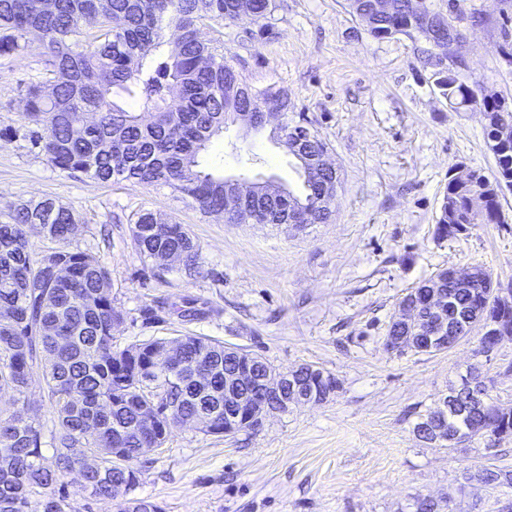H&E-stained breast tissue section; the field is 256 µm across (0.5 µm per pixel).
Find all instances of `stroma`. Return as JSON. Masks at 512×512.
<instances>
[{
	"label": "stroma",
	"instance_id": "obj_1",
	"mask_svg": "<svg viewBox=\"0 0 512 512\" xmlns=\"http://www.w3.org/2000/svg\"><path fill=\"white\" fill-rule=\"evenodd\" d=\"M429 2L465 38L449 68L512 100V59L501 51L512 0ZM277 3L271 29L237 21L225 27L224 47L246 83L287 89L327 143L339 177L327 223L228 224L167 189L71 176L20 137L0 140V214L42 198L73 209L78 230L68 244L97 253L109 270L124 316L118 345L205 336L281 370L315 365L340 382L323 403L255 430L224 437L173 427L148 453L136 497L164 512H414L424 496L450 499L454 512H497V492L466 486L462 474L512 466V441L449 449L420 441L414 427L473 364L493 377L492 396L512 406V337L487 356L474 335L438 354L385 348L400 298L439 269L482 265L512 290V192L502 199L508 223L435 237L449 168L494 171L482 114L439 94L425 38H373L346 0ZM43 70L36 48L0 56V130L22 127V82ZM201 165L301 186L266 129L230 126ZM146 209L186 225L199 272L161 269L139 254L131 226Z\"/></svg>",
	"mask_w": 512,
	"mask_h": 512
}]
</instances>
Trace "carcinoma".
I'll return each mask as SVG.
<instances>
[{
    "instance_id": "cac0c4a2",
    "label": "carcinoma",
    "mask_w": 512,
    "mask_h": 512,
    "mask_svg": "<svg viewBox=\"0 0 512 512\" xmlns=\"http://www.w3.org/2000/svg\"><path fill=\"white\" fill-rule=\"evenodd\" d=\"M397 2L393 15L367 28L372 37L418 33L417 0ZM25 3L0 0V56L36 47L49 78L27 82L23 133L12 134L22 135L60 170L101 183L169 188L192 199L206 215L223 211L224 174L202 169L201 154L226 125L237 122L243 105L258 112L273 99L288 113L292 102L284 88L242 81L224 50L221 28L243 16L271 27L276 0H111L110 12L93 25L87 23L93 0H56L55 9L41 16L31 15ZM205 29L216 36L205 37ZM433 76L449 102L475 105L492 118L485 125L486 138L496 136L498 123H512V102L476 96L445 66H435ZM122 92L134 107L114 100ZM84 113L99 117L75 138L71 127ZM331 181V175L323 174L302 194L289 191L280 207L286 210L304 199L313 207L310 222L326 223L334 202L323 196ZM506 182L512 184V140L495 157L493 177L477 182L448 177L437 237L456 238L474 224L501 223V184ZM154 219L150 210L137 215L133 237L139 253L154 262L161 253L176 250L185 257V270L198 271L199 247L187 228ZM75 223L73 210L53 198L22 202L0 222V391L12 393L10 406L0 408V512H28L35 495L42 498V512H76L63 482L71 472L81 474V494L111 505L113 512H164L145 498L116 501L112 496L114 485L124 484L131 493L140 484L143 465L132 448L147 438L163 446L170 435L162 420H144L151 407L141 393L142 380L150 376L165 386L168 404L183 419L206 414L222 423L224 343L182 336L181 363L208 368L209 380L202 387L163 361L146 372V360L167 338L116 345L124 316L112 305L110 273L96 254L69 247V225ZM33 234L57 244L48 256L67 269L65 277H55L42 259L33 258ZM435 281L448 296V328L471 332L466 320L487 307L512 333V308L492 306L493 279L487 268L477 265L463 280L440 269L402 300ZM43 324L56 329L60 342L52 344L41 335ZM385 344L399 354L445 350L414 325L390 324ZM45 356L50 360L44 365L42 390L54 416L48 441L26 397L33 367ZM300 372L319 394L339 388L337 379L319 367L306 364ZM478 379L483 400L464 415H448L440 435L423 439L446 448L479 437L496 445L512 439V407L492 397L485 377ZM88 454L98 458L93 468L85 467ZM463 479L474 487L512 488V467L491 464L465 472ZM414 507L415 512H453L449 504L429 498L416 499Z\"/></svg>"
}]
</instances>
